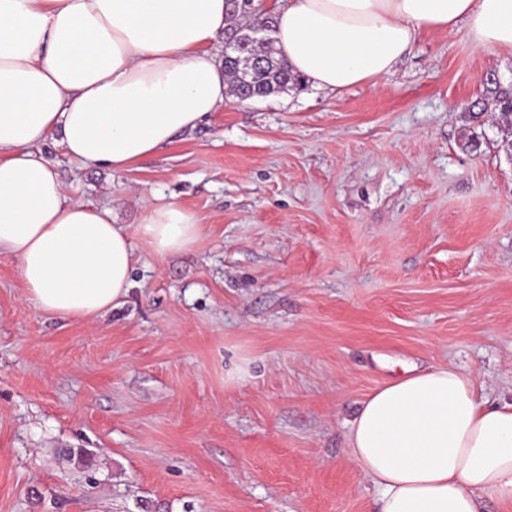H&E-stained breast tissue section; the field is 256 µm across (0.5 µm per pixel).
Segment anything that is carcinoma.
Returning <instances> with one entry per match:
<instances>
[{
	"instance_id": "obj_1",
	"label": "carcinoma",
	"mask_w": 512,
	"mask_h": 512,
	"mask_svg": "<svg viewBox=\"0 0 512 512\" xmlns=\"http://www.w3.org/2000/svg\"><path fill=\"white\" fill-rule=\"evenodd\" d=\"M254 53L265 55L262 66L251 68L245 64V52L242 50L224 53V73L230 78L232 93L235 96L249 92L256 98L267 97L290 85L303 84V77L294 73L288 62L277 56L272 47H260L254 50ZM486 93L490 100L478 99L479 106H470L464 119L471 130L473 126L481 125V115L488 111V107H493L503 133L499 150L506 153L512 147V84H496L494 88L486 89Z\"/></svg>"
}]
</instances>
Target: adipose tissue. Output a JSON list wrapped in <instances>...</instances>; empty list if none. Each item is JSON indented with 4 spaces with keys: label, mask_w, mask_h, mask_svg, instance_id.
Returning <instances> with one entry per match:
<instances>
[{
    "label": "adipose tissue",
    "mask_w": 512,
    "mask_h": 512,
    "mask_svg": "<svg viewBox=\"0 0 512 512\" xmlns=\"http://www.w3.org/2000/svg\"><path fill=\"white\" fill-rule=\"evenodd\" d=\"M226 0H0V253L29 304L71 320L127 296L135 242L192 248L200 220L152 207L135 231L70 197L43 147L122 171L194 129L226 99L212 47ZM466 27L512 52V0H281L276 51L314 87L378 84L428 30ZM346 446L374 512H512V401L448 365L406 369L363 399Z\"/></svg>",
    "instance_id": "ef3b65f1"
}]
</instances>
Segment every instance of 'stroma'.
Masks as SVG:
<instances>
[{"label":"stroma","mask_w":512,"mask_h":512,"mask_svg":"<svg viewBox=\"0 0 512 512\" xmlns=\"http://www.w3.org/2000/svg\"><path fill=\"white\" fill-rule=\"evenodd\" d=\"M512 54L421 34L378 85L228 97L129 170L44 152L135 229L194 212L187 252L138 243L122 304L37 312L0 254V512H373L346 449L359 403L447 364L512 399V162L466 105Z\"/></svg>","instance_id":"stroma-1"}]
</instances>
